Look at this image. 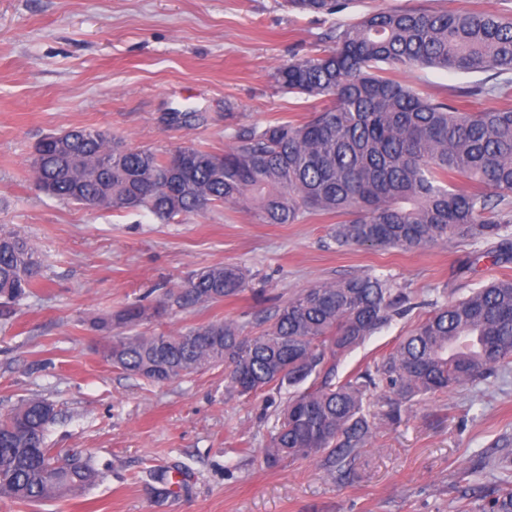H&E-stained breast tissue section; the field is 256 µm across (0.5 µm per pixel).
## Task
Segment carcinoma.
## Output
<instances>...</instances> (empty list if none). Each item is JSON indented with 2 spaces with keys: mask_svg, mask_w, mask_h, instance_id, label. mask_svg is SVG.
<instances>
[{
  "mask_svg": "<svg viewBox=\"0 0 512 512\" xmlns=\"http://www.w3.org/2000/svg\"><path fill=\"white\" fill-rule=\"evenodd\" d=\"M289 4L332 15L347 0ZM328 39L332 45L275 73L284 92L318 101L307 121L239 130L222 154L184 147L181 168L171 153L128 148L97 130L62 144L49 135L32 160L35 183L68 203L146 209L166 221L247 202L263 224H296L320 211L346 217L332 231L339 247L411 250L456 238L488 244L483 256L495 265L511 263L512 106L468 112L393 73L421 66L487 73L462 94L507 101L512 77H497L512 71V18L379 8L337 26ZM457 177L477 187L458 189ZM42 269L23 237L0 230L4 303L24 299ZM244 281L237 265L204 267L166 290L159 305L235 298ZM410 309L407 289L388 276L364 275L302 291L252 334L232 319L137 332L155 316L142 305L96 328L110 337L102 347L107 361L153 384L222 365L241 396L287 390L265 463L316 458L332 475L365 447L377 422L400 420L402 404L512 365V278L504 277L435 308L373 368L335 382L341 356ZM151 364L164 375L147 373ZM47 409L54 405L31 397L0 417V497L35 504L79 496L97 481L89 460L47 447ZM456 512H512V481L489 486Z\"/></svg>",
  "mask_w": 512,
  "mask_h": 512,
  "instance_id": "carcinoma-1",
  "label": "carcinoma"
}]
</instances>
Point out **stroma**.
I'll return each mask as SVG.
<instances>
[{
    "mask_svg": "<svg viewBox=\"0 0 512 512\" xmlns=\"http://www.w3.org/2000/svg\"><path fill=\"white\" fill-rule=\"evenodd\" d=\"M379 7L512 14V0H351L332 16L286 0H0V228L26 237L44 262L40 286L0 307V415L21 399H47L56 410L48 447L81 452L102 473L84 497L0 498V512H455L462 494L512 475V367L403 405L400 422L379 424L337 480L315 459L266 465L286 393L230 392L220 366L148 383L106 361L92 328L132 304H155L205 266H240L244 292L162 310L143 331L232 319L253 333L303 289L392 276L415 307L345 356L342 377L388 353L427 303L512 275V264L491 265L455 239L340 248L333 214L262 224L243 206L170 222L92 210L44 194L31 176L35 145L53 130L97 129L160 154L220 153L232 128L309 120L314 99L283 92L277 69ZM402 79L450 97L478 77L418 67ZM173 112L199 119L183 127L169 122Z\"/></svg>",
    "mask_w": 512,
    "mask_h": 512,
    "instance_id": "1",
    "label": "stroma"
}]
</instances>
